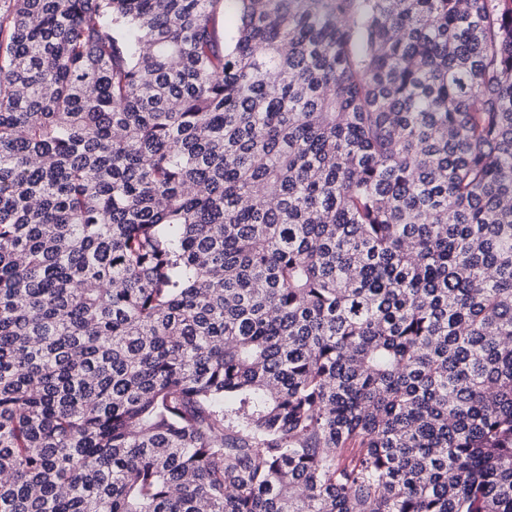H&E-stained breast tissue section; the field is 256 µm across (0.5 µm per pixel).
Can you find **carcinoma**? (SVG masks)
I'll return each mask as SVG.
<instances>
[{
	"instance_id": "carcinoma-1",
	"label": "carcinoma",
	"mask_w": 512,
	"mask_h": 512,
	"mask_svg": "<svg viewBox=\"0 0 512 512\" xmlns=\"http://www.w3.org/2000/svg\"><path fill=\"white\" fill-rule=\"evenodd\" d=\"M0 512H512V0H0Z\"/></svg>"
}]
</instances>
